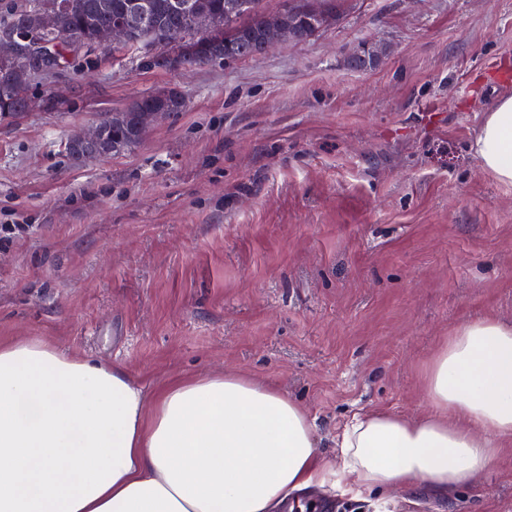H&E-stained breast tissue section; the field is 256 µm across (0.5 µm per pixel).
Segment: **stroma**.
I'll return each instance as SVG.
<instances>
[{"instance_id":"1","label":"stroma","mask_w":512,"mask_h":512,"mask_svg":"<svg viewBox=\"0 0 512 512\" xmlns=\"http://www.w3.org/2000/svg\"><path fill=\"white\" fill-rule=\"evenodd\" d=\"M311 40L255 59L143 70L99 48L35 81L56 107L0 118V340L124 366L147 394L236 373L310 415L338 463L352 415L427 414L451 331L512 324V185L471 150L512 94V0H343ZM376 67H345L359 42ZM183 111L123 153L70 137L161 89ZM340 512H512V439L469 486L353 498ZM361 49V55L350 61L353 53ZM385 48L380 45L359 44L346 57L347 65L355 70H363L377 64L385 54ZM106 133V128L98 124L91 131L72 137L67 144L68 147L66 146L68 156L73 160L69 148L82 152L86 160L105 157L106 153L96 152L95 150L103 145Z\"/></svg>"}]
</instances>
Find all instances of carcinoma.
<instances>
[{"instance_id": "cac0c4a2", "label": "carcinoma", "mask_w": 512, "mask_h": 512, "mask_svg": "<svg viewBox=\"0 0 512 512\" xmlns=\"http://www.w3.org/2000/svg\"><path fill=\"white\" fill-rule=\"evenodd\" d=\"M47 0H21L8 10L0 11V30L8 29L22 35L31 33L37 13ZM57 27L40 32L49 48L57 53L62 67L80 54L95 49L94 32L110 25L128 10L127 0H63ZM218 19V26L208 35L191 31L186 14L173 8V0H147L143 8L147 23L139 41L117 46L119 51L137 55V64L143 70L153 68L189 69L216 62H234L257 58L265 52L260 26L269 16L265 0H188ZM328 0H304L286 10L293 24L292 42L309 40L339 17L338 11L327 6ZM361 55L347 61L355 70L377 64L385 54L380 45H358ZM27 56L0 58V115L14 116L24 111L26 97L38 75L30 73ZM186 106L183 94L162 90L133 100L119 112L120 122L112 123L110 135L120 153L135 146L142 138L137 129L136 116L142 108H161L173 114Z\"/></svg>"}]
</instances>
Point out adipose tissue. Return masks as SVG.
<instances>
[{
	"mask_svg": "<svg viewBox=\"0 0 512 512\" xmlns=\"http://www.w3.org/2000/svg\"><path fill=\"white\" fill-rule=\"evenodd\" d=\"M472 150L512 184V95ZM431 410L354 416L323 462L305 410L237 374L177 378L146 398L128 371L40 339L0 341V512H280L290 493L470 485L512 438V325L455 327L429 362Z\"/></svg>",
	"mask_w": 512,
	"mask_h": 512,
	"instance_id": "adipose-tissue-1",
	"label": "adipose tissue"
}]
</instances>
